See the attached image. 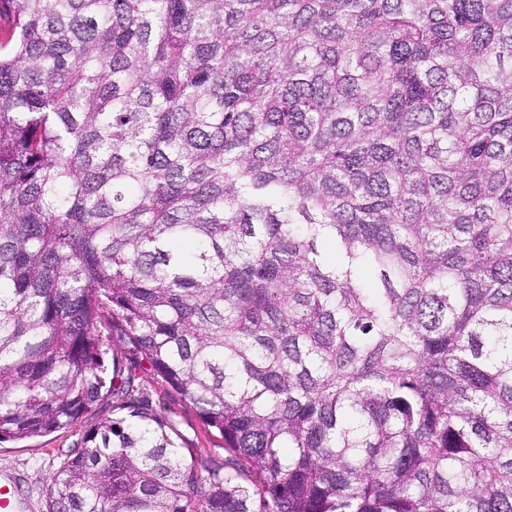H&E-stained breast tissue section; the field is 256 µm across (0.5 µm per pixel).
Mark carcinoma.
Returning <instances> with one entry per match:
<instances>
[{"label": "carcinoma", "instance_id": "cac0c4a2", "mask_svg": "<svg viewBox=\"0 0 512 512\" xmlns=\"http://www.w3.org/2000/svg\"><path fill=\"white\" fill-rule=\"evenodd\" d=\"M3 15L0 442L121 412L48 512H512V0ZM147 396L153 407L173 422L176 431L186 440L185 446L209 448L212 455L224 458L223 439L218 434L205 439L201 430L202 422L195 409L183 402L176 392L160 380H152L148 385Z\"/></svg>", "mask_w": 512, "mask_h": 512}]
</instances>
